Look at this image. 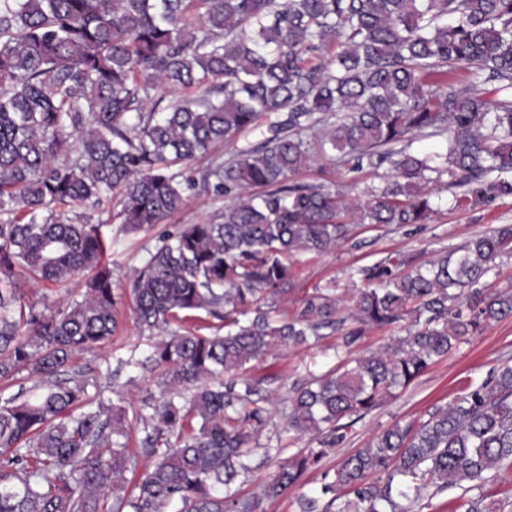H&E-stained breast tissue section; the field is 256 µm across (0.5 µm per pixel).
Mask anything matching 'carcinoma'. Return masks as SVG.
<instances>
[{
    "instance_id": "obj_1",
    "label": "carcinoma",
    "mask_w": 512,
    "mask_h": 512,
    "mask_svg": "<svg viewBox=\"0 0 512 512\" xmlns=\"http://www.w3.org/2000/svg\"><path fill=\"white\" fill-rule=\"evenodd\" d=\"M460 66L464 84L448 79ZM489 84L512 88V0H0V381L25 371L41 390L0 404V512H264L385 397L512 317L511 292L475 288L512 252V224L414 268L398 255L356 269L366 287L343 346L368 327L409 317L412 328L395 347L296 379L286 429L317 446L260 494H241L277 381L245 376L246 365L345 323L331 288L304 295L290 317L278 312L288 258L334 248L351 222L425 223L435 211L427 172L475 204L512 195V99H486ZM160 89L196 95L146 110ZM433 136L441 151L412 149ZM223 142L241 146L204 186L231 202L162 234L128 279L136 323L158 340L145 358L118 362L163 376L160 397L129 421L59 378L117 331L92 214L118 195L123 228L153 230L196 188L188 165ZM329 150L340 166L386 165L393 179L356 202L289 181ZM84 272L81 299L62 308L18 295L21 274L63 285ZM197 313L224 331L172 329ZM138 426L141 470L126 442ZM503 464L507 362L324 471L329 501L306 496L301 512H413L456 488L461 512H498L487 486ZM129 471L139 472L130 487Z\"/></svg>"
}]
</instances>
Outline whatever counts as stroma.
I'll return each instance as SVG.
<instances>
[{"instance_id": "stroma-1", "label": "stroma", "mask_w": 512, "mask_h": 512, "mask_svg": "<svg viewBox=\"0 0 512 512\" xmlns=\"http://www.w3.org/2000/svg\"><path fill=\"white\" fill-rule=\"evenodd\" d=\"M389 175L387 168L369 166L352 170L334 163L330 158L319 157L310 165L296 172L292 180L299 184L321 185L340 192L345 199L361 198L367 187L381 185ZM441 200L438 210L427 223L411 226L396 224H358L349 226L346 241L321 254H299L288 261V279L292 290L279 302L281 314H292L300 299L315 288H332L336 291L339 311L346 322L345 329H352L348 318L352 310L351 298L363 282L354 274L365 267L397 253L420 256L430 260L452 250L471 238L482 235L500 224H512V196L496 199L488 205L455 203L444 184L434 187ZM224 199L214 197L203 187L191 191L185 206L162 224L172 229L176 224H198L213 218L224 208ZM103 231L111 243L108 259L114 269L117 288H125L128 275L140 268L157 243V233H127L114 220L111 212L99 214ZM120 330L105 347L78 355L68 366L69 378H86L95 382L105 401L121 402L128 415L141 411L145 400L158 397L159 372H145L138 368L119 366V359L129 352L138 356L150 353L151 342L144 337L135 322L130 302L118 305ZM409 321L365 330L363 336L350 349L337 351L340 336L328 333L324 338L310 341L309 345L288 350H276L263 359L250 362L249 375L261 377L276 375L280 385L273 395L271 407L273 424L263 430L252 450L261 456L272 436H280L284 457H291L307 448L308 438L284 432L276 433L275 424L281 423L288 386L305 369L321 372L337 365L339 359H359L396 344L406 336ZM512 361V317L487 326L480 334L461 343L447 356L437 360L409 388L387 398L362 420L357 422L346 439L324 460L321 469L303 474L298 484L283 496L265 502V512H300L301 496L319 492L324 470L335 468L345 457L357 449L368 447L372 438L395 423H403L416 416H427L435 408L448 405L467 382L480 384L490 369L505 361Z\"/></svg>"}]
</instances>
